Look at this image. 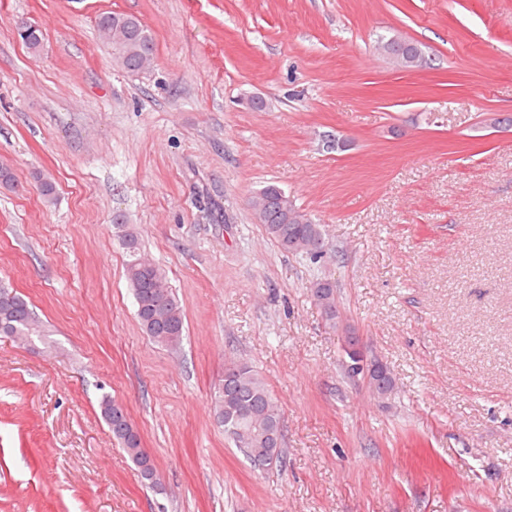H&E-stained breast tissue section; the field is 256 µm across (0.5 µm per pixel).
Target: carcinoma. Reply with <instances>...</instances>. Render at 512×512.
<instances>
[{"label": "carcinoma", "instance_id": "cac0c4a2", "mask_svg": "<svg viewBox=\"0 0 512 512\" xmlns=\"http://www.w3.org/2000/svg\"><path fill=\"white\" fill-rule=\"evenodd\" d=\"M98 30L112 50L117 65L129 72H140L143 62L153 58L155 44L150 31L133 15L103 13L97 21ZM257 197L264 204L262 226L268 237L283 251L304 253L300 243L320 237L322 225L288 220V209L283 206L281 188L274 184L264 186ZM127 261L125 278L136 303V315L143 332L155 344L165 348L170 343L180 346L185 325L179 298L158 265L143 264L144 254L140 232L132 224L116 222ZM0 336H28L43 339L45 331L29 303L12 288L0 290ZM99 408L112 436L139 468L142 479L156 474L151 458L140 454L141 438L124 408L109 395L102 396ZM213 411L224 435L246 456L253 448L275 449L270 434L281 422L280 410L264 380L247 363L240 371L224 372L214 394Z\"/></svg>", "mask_w": 512, "mask_h": 512}]
</instances>
